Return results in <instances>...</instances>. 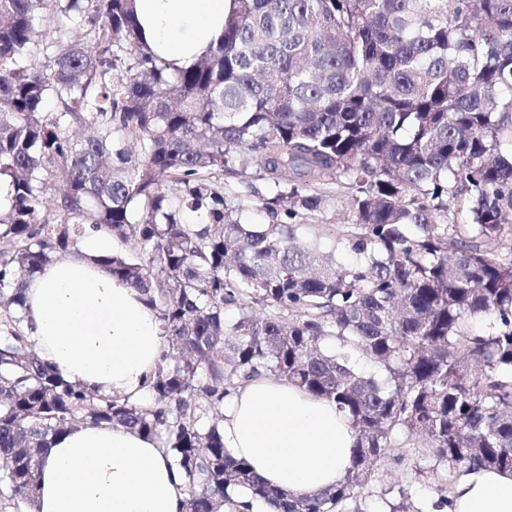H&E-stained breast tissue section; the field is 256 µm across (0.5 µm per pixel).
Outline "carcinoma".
<instances>
[{
	"label": "carcinoma",
	"instance_id": "obj_1",
	"mask_svg": "<svg viewBox=\"0 0 512 512\" xmlns=\"http://www.w3.org/2000/svg\"><path fill=\"white\" fill-rule=\"evenodd\" d=\"M233 2L220 44L170 68L143 49L134 0H0V494L15 512L79 424L159 440L188 481L183 512L237 491L274 512H361L346 507L413 439L450 487L512 473V0ZM244 191L267 218L252 229ZM332 200L348 222L327 248ZM90 229L117 244L97 262L161 322L146 402L65 379L22 331L27 280ZM261 370L350 420L335 488L291 496L224 448V397Z\"/></svg>",
	"mask_w": 512,
	"mask_h": 512
}]
</instances>
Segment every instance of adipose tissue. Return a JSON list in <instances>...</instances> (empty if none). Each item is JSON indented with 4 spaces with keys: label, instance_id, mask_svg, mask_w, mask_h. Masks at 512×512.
<instances>
[{
    "label": "adipose tissue",
    "instance_id": "obj_1",
    "mask_svg": "<svg viewBox=\"0 0 512 512\" xmlns=\"http://www.w3.org/2000/svg\"><path fill=\"white\" fill-rule=\"evenodd\" d=\"M231 0H135L147 50L191 65L224 35ZM109 239L89 233L79 255L51 262L27 283L24 325L40 356L71 381L134 401L166 346L158 315L97 265ZM355 434L335 404L262 373L224 399V446L272 486L312 495L336 486ZM36 512H182L185 481L158 440L111 425L58 436L38 466ZM448 512H512V474L460 479Z\"/></svg>",
    "mask_w": 512,
    "mask_h": 512
}]
</instances>
